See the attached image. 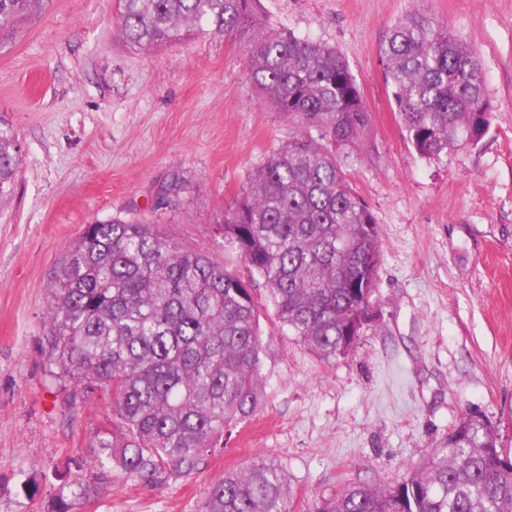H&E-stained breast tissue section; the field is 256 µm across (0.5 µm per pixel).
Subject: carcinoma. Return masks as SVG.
<instances>
[{"instance_id":"1","label":"carcinoma","mask_w":512,"mask_h":512,"mask_svg":"<svg viewBox=\"0 0 512 512\" xmlns=\"http://www.w3.org/2000/svg\"><path fill=\"white\" fill-rule=\"evenodd\" d=\"M33 2L0 0V31ZM255 2L115 0L119 34L132 46L198 34L243 39L250 81L298 123L219 225L247 278L165 239L154 217L118 216L86 225L46 309L50 371L74 396L101 394L112 415V428L97 434L94 467L147 486L199 473L256 414L264 312L330 363L354 348L349 325L378 302L375 218L336 159L368 124L356 80L335 48L261 27ZM381 59L421 158L439 160L487 134L479 54L424 7L387 32ZM18 165L13 128L0 117V196ZM197 512H288L286 476L258 456L213 483ZM316 512H512V455L487 418L465 414L405 476L346 486Z\"/></svg>"}]
</instances>
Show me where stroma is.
<instances>
[{"label":"stroma","mask_w":512,"mask_h":512,"mask_svg":"<svg viewBox=\"0 0 512 512\" xmlns=\"http://www.w3.org/2000/svg\"><path fill=\"white\" fill-rule=\"evenodd\" d=\"M424 5L479 52L491 127L439 161L407 140L385 86L387 30ZM269 28L336 48L369 113L338 149L381 242L380 303L355 348L324 363L261 319L263 398L223 453L188 479L144 486L93 465L101 397L50 377L44 317L55 273L86 225L147 215L180 189L163 237L234 269L218 231L249 174L297 125L252 86L240 40L154 50L119 40L113 0H38L0 33V116L20 165L0 198V512H53L63 474L94 484L73 512H195L225 471L274 459L291 512L426 459L468 412L512 452V0H259Z\"/></svg>","instance_id":"1"}]
</instances>
